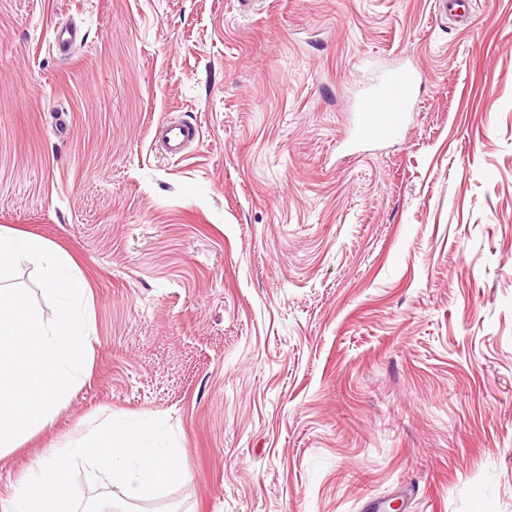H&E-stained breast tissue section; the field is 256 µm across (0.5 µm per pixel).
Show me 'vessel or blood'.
<instances>
[{
	"instance_id": "b4317fda",
	"label": "vessel or blood",
	"mask_w": 512,
	"mask_h": 512,
	"mask_svg": "<svg viewBox=\"0 0 512 512\" xmlns=\"http://www.w3.org/2000/svg\"><path fill=\"white\" fill-rule=\"evenodd\" d=\"M420 78L412 68L396 66L382 72L370 91L357 103L356 136L365 144H379L402 134L410 112L418 105ZM199 136L197 125L166 121L158 131V142L168 158H177Z\"/></svg>"
}]
</instances>
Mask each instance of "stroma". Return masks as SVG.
Returning a JSON list of instances; mask_svg holds the SVG:
<instances>
[{"mask_svg": "<svg viewBox=\"0 0 512 512\" xmlns=\"http://www.w3.org/2000/svg\"><path fill=\"white\" fill-rule=\"evenodd\" d=\"M399 64L406 132L351 147ZM0 230L69 255L92 317L0 501L114 417L185 471L133 512H512V0H0ZM199 137V128L190 122L165 121L158 131V142L168 158H177Z\"/></svg>", "mask_w": 512, "mask_h": 512, "instance_id": "35a3bbf8", "label": "stroma"}]
</instances>
